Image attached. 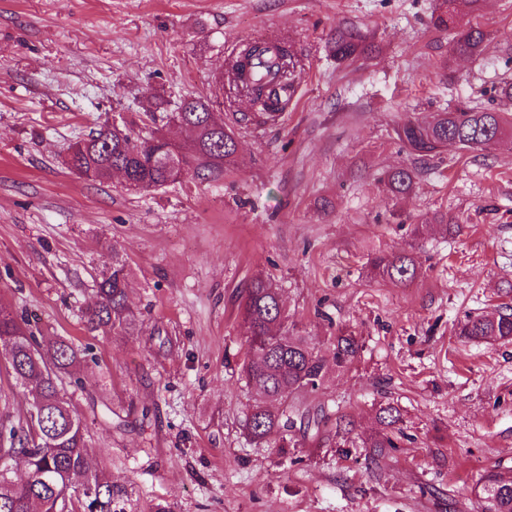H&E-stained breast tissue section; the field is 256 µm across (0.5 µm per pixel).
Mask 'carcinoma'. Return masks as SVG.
I'll list each match as a JSON object with an SVG mask.
<instances>
[{
	"instance_id": "obj_1",
	"label": "carcinoma",
	"mask_w": 512,
	"mask_h": 512,
	"mask_svg": "<svg viewBox=\"0 0 512 512\" xmlns=\"http://www.w3.org/2000/svg\"><path fill=\"white\" fill-rule=\"evenodd\" d=\"M483 2L441 0L434 25L452 31L451 56L476 58L483 53L487 34L473 23ZM273 48L270 63L263 60L266 47L259 42H247L225 59L229 97L248 99L254 109L252 121L259 125L276 121L286 110L302 71L301 59L287 41ZM330 48L337 61L352 62L371 53L373 45L357 33L338 28ZM165 105L160 99L147 111L151 124L145 126V135L125 125L112 129L105 124L90 131L87 138L71 146L67 168L98 180L123 172L143 191L178 182L177 167L204 179L217 178L234 162V130L213 112L209 99L189 97L173 120L191 137L177 144L157 127V111ZM511 126L504 112L461 103L424 122L407 119L396 126L395 135L410 152L432 157L449 145L465 151L490 150ZM385 178L396 199L413 191L415 174L410 168H393ZM370 271L395 285H405L419 274L407 253L377 255L370 261ZM128 279L127 261L114 247L97 282L96 302L86 312L90 329L115 335L136 329L138 316L128 303ZM239 314L246 327L243 372L256 395L244 429L255 442L273 439L284 448L294 422L269 403L318 390L325 377V360L309 337L284 334L288 315L280 289L272 281L254 277L241 297ZM455 334L473 342L512 340V307H501L491 316L468 315L455 325ZM360 349L357 337L337 336L333 344L336 367H347ZM89 353L91 348H80L65 338L36 335L29 318L17 316L9 305L0 303V361L29 400L25 421L0 418V512H117L112 471L89 460L85 421L63 394L66 380ZM378 419L384 429L365 443L374 464L388 449L397 447L391 433L402 421L401 410L389 403L380 407ZM91 486L100 493L87 496ZM479 497L485 503L484 512H512V478L488 471Z\"/></svg>"
}]
</instances>
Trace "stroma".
Here are the masks:
<instances>
[{
    "mask_svg": "<svg viewBox=\"0 0 512 512\" xmlns=\"http://www.w3.org/2000/svg\"><path fill=\"white\" fill-rule=\"evenodd\" d=\"M438 3L0 0V298L42 336L92 347L66 395L124 512H482L486 472L512 475V340L452 331L512 306V138L420 158L393 133L462 102L486 107L512 81V0H486L476 59L451 57ZM339 27L374 53L337 63ZM248 40H285L302 58L272 124H243L252 106L223 95L224 60ZM198 96L237 133L224 178L135 192L66 168L96 125L137 128L157 99L171 114ZM401 165L416 179L397 200L382 177ZM436 212L453 224H426ZM113 247L130 269L131 335L86 326ZM379 253L411 254L419 277L371 278ZM258 273L280 286L289 333L324 351L341 334L363 341L349 369L328 365L321 389L294 399L288 448L242 431L238 304ZM387 403L403 420L377 468L360 442Z\"/></svg>",
    "mask_w": 512,
    "mask_h": 512,
    "instance_id": "35a3bbf8",
    "label": "stroma"
}]
</instances>
